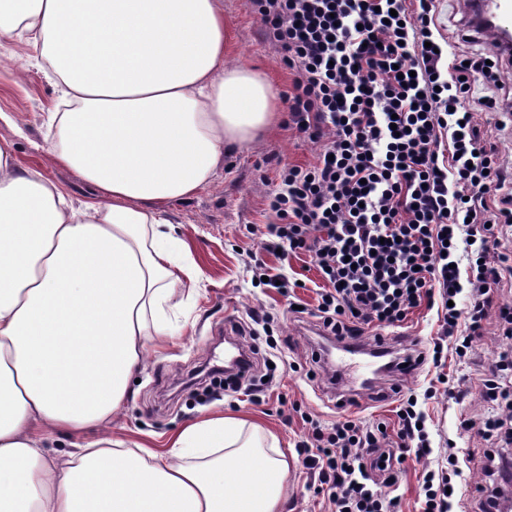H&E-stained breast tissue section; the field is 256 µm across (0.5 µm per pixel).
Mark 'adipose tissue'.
<instances>
[{"instance_id":"obj_1","label":"adipose tissue","mask_w":512,"mask_h":512,"mask_svg":"<svg viewBox=\"0 0 512 512\" xmlns=\"http://www.w3.org/2000/svg\"><path fill=\"white\" fill-rule=\"evenodd\" d=\"M13 40L69 103L48 154L101 197L74 202L0 137V512H283L290 464L259 424L217 413L163 448L111 434L200 281L167 204L281 120L266 79L224 61L222 0H0Z\"/></svg>"}]
</instances>
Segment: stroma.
<instances>
[{"label":"stroma","instance_id":"obj_1","mask_svg":"<svg viewBox=\"0 0 512 512\" xmlns=\"http://www.w3.org/2000/svg\"><path fill=\"white\" fill-rule=\"evenodd\" d=\"M224 17L229 23V62H244L264 73L278 98L292 91L293 75L281 53L265 39L263 25L250 0H224ZM32 49L22 41L0 44V135L13 138L15 157L23 168L40 170L70 197L92 202L99 193L92 184L70 168L54 163L43 148L45 120L59 111L62 102L44 72L35 66ZM316 144L299 137L287 125L274 127L265 138L229 157L216 169L205 189L196 195L172 202L167 207L177 234L205 280L180 318L174 341L163 350L148 352L137 382L131 383L122 408L112 417L115 435L144 440L161 448L184 426L218 413H234L262 424L277 435L283 447L294 448L311 430L302 414H311L321 427L337 419L327 392V380L311 377L309 348L317 342L316 320L298 319L289 311V302L314 308L316 294L311 281L318 272L309 253L282 257L261 250L252 228L275 223L266 205L267 192L279 184V162H313ZM256 254L270 274L286 275L289 281H302L294 298L253 281L249 254ZM267 314L272 321L278 345H289L292 368L286 369L276 387L275 397L254 405L234 397L208 391L210 379L200 375L189 380L196 368L222 362L236 346H249L245 335L226 336L228 327L249 322L252 312ZM504 341L496 326L473 343L474 365L448 357L444 371L462 396L447 393L424 403L434 452L426 465L409 464L400 474L393 492L395 512H420L419 485L424 468H437L444 445L484 452L489 441L462 437L457 433L459 419L487 415V403L478 382ZM290 488L285 512H332L326 495L299 462H292L287 476Z\"/></svg>","mask_w":512,"mask_h":512}]
</instances>
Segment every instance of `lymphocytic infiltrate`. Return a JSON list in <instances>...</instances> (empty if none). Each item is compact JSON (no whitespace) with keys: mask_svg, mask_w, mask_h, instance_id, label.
I'll return each instance as SVG.
<instances>
[{"mask_svg":"<svg viewBox=\"0 0 512 512\" xmlns=\"http://www.w3.org/2000/svg\"><path fill=\"white\" fill-rule=\"evenodd\" d=\"M252 4L294 74L289 122L321 145L313 162L281 169V186L267 197L277 221L262 246L312 256L323 334L383 347L384 329L433 307L437 335L408 358L438 371L452 354L472 362L489 318L512 335V305L494 301L512 284V171L474 112L476 85L498 80L485 55L454 49L436 0ZM511 375L509 346L485 368L483 397L512 398ZM436 393L431 385L405 396L396 383L372 391L374 402L402 398L392 448L341 399L330 432L316 428L297 443L335 512H394L384 490L410 461L424 466L421 512H454L474 457L452 448L448 464L425 467L433 448L418 401Z\"/></svg>","mask_w":512,"mask_h":512,"instance_id":"1","label":"lymphocytic infiltrate"}]
</instances>
